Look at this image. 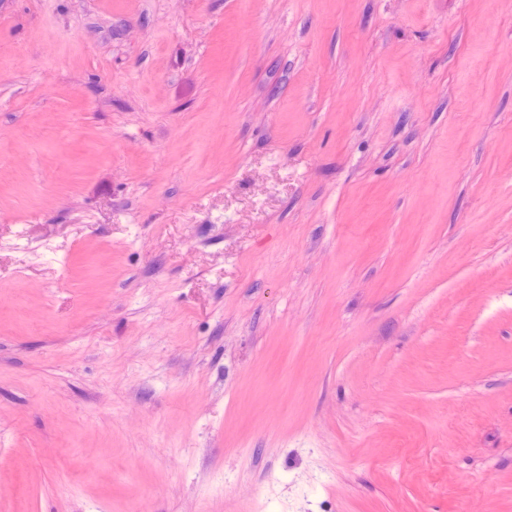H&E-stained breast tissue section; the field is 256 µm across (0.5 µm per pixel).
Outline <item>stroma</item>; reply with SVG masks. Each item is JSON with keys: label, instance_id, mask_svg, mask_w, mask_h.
<instances>
[{"label": "stroma", "instance_id": "stroma-1", "mask_svg": "<svg viewBox=\"0 0 512 512\" xmlns=\"http://www.w3.org/2000/svg\"><path fill=\"white\" fill-rule=\"evenodd\" d=\"M512 512V0H0V512Z\"/></svg>", "mask_w": 512, "mask_h": 512}]
</instances>
